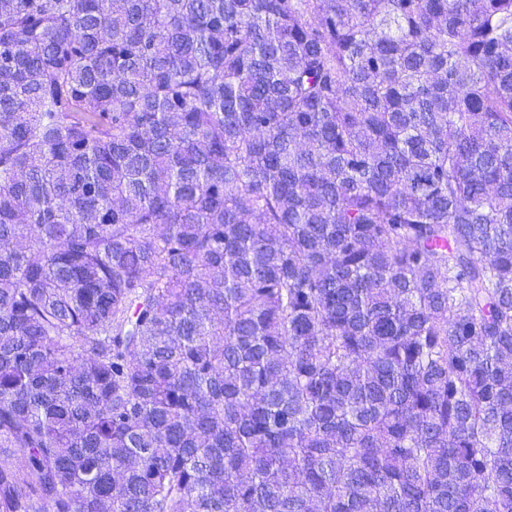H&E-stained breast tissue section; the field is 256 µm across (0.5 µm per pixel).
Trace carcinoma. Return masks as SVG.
Returning a JSON list of instances; mask_svg holds the SVG:
<instances>
[{
  "instance_id": "obj_1",
  "label": "carcinoma",
  "mask_w": 512,
  "mask_h": 512,
  "mask_svg": "<svg viewBox=\"0 0 512 512\" xmlns=\"http://www.w3.org/2000/svg\"><path fill=\"white\" fill-rule=\"evenodd\" d=\"M0 512H512V0H0Z\"/></svg>"
}]
</instances>
